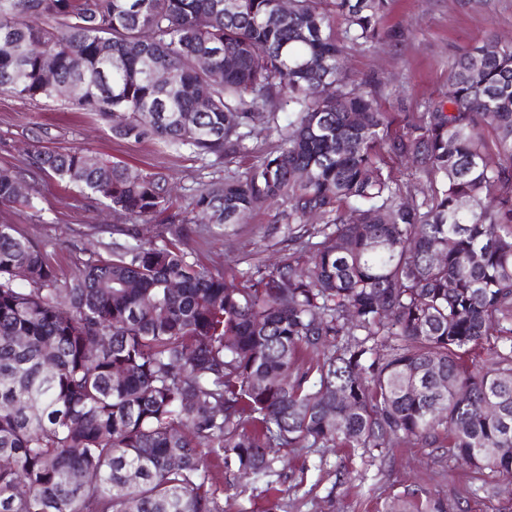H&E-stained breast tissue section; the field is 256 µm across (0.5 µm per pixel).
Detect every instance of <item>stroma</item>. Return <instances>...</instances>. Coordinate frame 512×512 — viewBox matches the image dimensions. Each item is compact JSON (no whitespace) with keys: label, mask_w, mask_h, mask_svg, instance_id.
Listing matches in <instances>:
<instances>
[{"label":"stroma","mask_w":512,"mask_h":512,"mask_svg":"<svg viewBox=\"0 0 512 512\" xmlns=\"http://www.w3.org/2000/svg\"><path fill=\"white\" fill-rule=\"evenodd\" d=\"M405 32L403 43H386L367 51L348 49L346 68L357 75L388 80L380 100L394 111L397 97L419 107L448 87V62L464 46L489 34L512 41V0H392L385 18ZM43 146L68 151L85 149L145 172L169 177L178 195L244 171L257 156L273 149L276 135L257 126L248 155L227 164L198 158L155 141L129 143L113 137L111 122L92 112L70 111L63 99L25 101L0 94V167L21 171L33 207H0V224L14 225L23 237L44 247L63 275H70L90 257L112 249V227L124 223L80 187L46 176H31L27 152L33 138ZM288 231L277 209L253 213L247 223L219 227L193 224L186 249L210 268L231 264L244 269L271 265L288 251ZM289 467L278 489L265 482H241L225 492L224 512H384L388 500L408 495L443 500L448 512H512V496L497 478H488L491 494L476 493L469 468L449 461L445 449L395 441L371 450L298 448L288 454Z\"/></svg>","instance_id":"35a3bbf8"}]
</instances>
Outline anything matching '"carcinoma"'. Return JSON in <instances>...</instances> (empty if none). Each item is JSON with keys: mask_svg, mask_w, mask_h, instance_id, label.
Wrapping results in <instances>:
<instances>
[{"mask_svg": "<svg viewBox=\"0 0 512 512\" xmlns=\"http://www.w3.org/2000/svg\"><path fill=\"white\" fill-rule=\"evenodd\" d=\"M390 3L0 0L1 93L53 97L50 71L70 109L125 114L114 137L227 162L257 121L278 137L187 199L33 140L36 173L134 223L68 277L0 224V512H224V473L271 487L277 448L393 438L512 480V43L460 49L446 95L384 112L383 82L344 54L404 40ZM19 180L0 168V206L23 200ZM273 204L291 246L278 264L213 270L185 250L198 219ZM385 512L448 504L395 496Z\"/></svg>", "mask_w": 512, "mask_h": 512, "instance_id": "cac0c4a2", "label": "carcinoma"}]
</instances>
